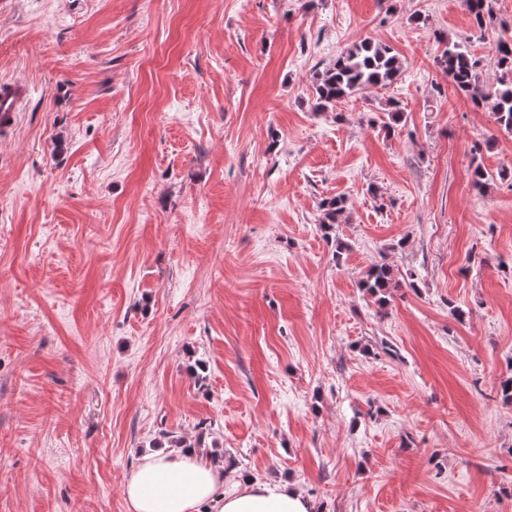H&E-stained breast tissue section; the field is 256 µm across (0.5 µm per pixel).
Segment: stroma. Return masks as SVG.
I'll use <instances>...</instances> for the list:
<instances>
[{
  "label": "stroma",
  "mask_w": 512,
  "mask_h": 512,
  "mask_svg": "<svg viewBox=\"0 0 512 512\" xmlns=\"http://www.w3.org/2000/svg\"><path fill=\"white\" fill-rule=\"evenodd\" d=\"M440 32L494 82L462 0H0V512H130L168 432L228 495L512 512V135ZM368 37L398 80L315 111ZM21 82L2 83L0 85V117L6 122L13 116V112H19L18 106L23 101L25 87ZM392 273L386 264L374 266L367 276L362 280V288L382 304L386 299V294L390 288H393Z\"/></svg>",
  "instance_id": "obj_1"
}]
</instances>
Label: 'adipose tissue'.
I'll use <instances>...</instances> for the list:
<instances>
[{
  "label": "adipose tissue",
  "instance_id": "1",
  "mask_svg": "<svg viewBox=\"0 0 512 512\" xmlns=\"http://www.w3.org/2000/svg\"><path fill=\"white\" fill-rule=\"evenodd\" d=\"M219 466L188 448L177 455L145 456L130 475L124 495L131 512H311L303 491L283 482L247 481L232 495L218 494Z\"/></svg>",
  "mask_w": 512,
  "mask_h": 512
}]
</instances>
